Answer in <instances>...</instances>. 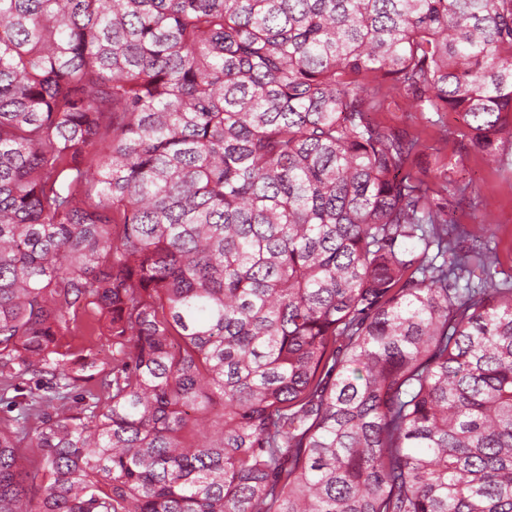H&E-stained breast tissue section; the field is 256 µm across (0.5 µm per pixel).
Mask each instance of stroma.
<instances>
[{"mask_svg": "<svg viewBox=\"0 0 512 512\" xmlns=\"http://www.w3.org/2000/svg\"><path fill=\"white\" fill-rule=\"evenodd\" d=\"M374 121L419 133L422 167L456 166V179L471 183L489 203L488 208L462 207L450 217L462 231L465 245L487 244L499 259V268L512 275V169L486 163L481 152L459 155L463 123L455 112H418L398 108L373 113Z\"/></svg>", "mask_w": 512, "mask_h": 512, "instance_id": "1", "label": "stroma"}]
</instances>
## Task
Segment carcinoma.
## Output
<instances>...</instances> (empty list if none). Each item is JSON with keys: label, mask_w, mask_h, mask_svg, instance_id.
Returning a JSON list of instances; mask_svg holds the SVG:
<instances>
[{"label": "carcinoma", "mask_w": 512, "mask_h": 512, "mask_svg": "<svg viewBox=\"0 0 512 512\" xmlns=\"http://www.w3.org/2000/svg\"><path fill=\"white\" fill-rule=\"evenodd\" d=\"M387 84L511 165L512 0H0V512H512V281Z\"/></svg>", "instance_id": "carcinoma-1"}]
</instances>
